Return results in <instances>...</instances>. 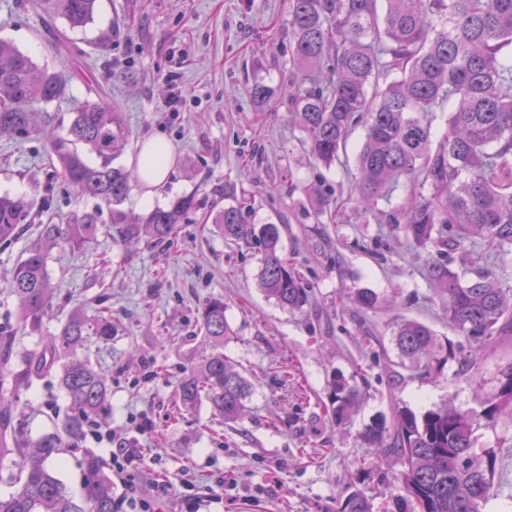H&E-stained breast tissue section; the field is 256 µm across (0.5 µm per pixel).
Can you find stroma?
<instances>
[{"mask_svg":"<svg viewBox=\"0 0 512 512\" xmlns=\"http://www.w3.org/2000/svg\"><path fill=\"white\" fill-rule=\"evenodd\" d=\"M288 19V0H98L94 22L73 30L42 22L18 0H0V39L68 79L64 99L45 107L44 133L0 137V194L34 200L24 232L0 245V329L38 350L74 309L91 316L111 308V339L88 343L111 387L98 422L141 449L151 477L169 481V497L153 512H182L188 482L218 496L210 512H334L355 484L372 490V512H397L382 478L399 465L376 457L364 428L395 403L418 413L480 409L512 362L504 346L474 354L469 369L451 360L422 378L396 348L393 331L403 319L428 325L442 340L453 333L425 277V252L349 200L363 128L329 168L303 146L279 94L296 78ZM258 82L275 92L269 105L251 96ZM175 93L186 104L171 112L165 102ZM86 100L114 105L129 133L113 166L132 169L139 143L156 133L173 144L169 182L154 203L186 195L197 202L173 240L146 236L124 246L112 236L111 206L77 196L55 175L49 138L66 134L73 103ZM329 192L337 200L332 221L318 213V196ZM235 203L244 223L280 226L283 252L309 290L303 312L265 297L257 245L225 242L213 218ZM75 213L93 215L98 231L83 249L61 243L51 250L53 313L40 330L20 329L8 275L39 243L48 219L62 224ZM361 289L378 294L377 309L351 302ZM213 296L223 297L233 329L224 353L252 384L243 418L229 424L205 403L174 408L176 382L207 353L197 310ZM464 370L481 390L457 380ZM286 372L292 381H282ZM337 374L362 394L358 412L339 427L323 412ZM19 400L35 408L25 425L33 440L70 411L54 370ZM144 416L154 424L147 434L137 429ZM474 438L498 458L499 494L484 512H512V420L478 425Z\"/></svg>","mask_w":512,"mask_h":512,"instance_id":"obj_1","label":"stroma"}]
</instances>
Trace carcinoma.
Returning a JSON list of instances; mask_svg holds the SVG:
<instances>
[{
	"label": "carcinoma",
	"instance_id": "obj_1",
	"mask_svg": "<svg viewBox=\"0 0 512 512\" xmlns=\"http://www.w3.org/2000/svg\"><path fill=\"white\" fill-rule=\"evenodd\" d=\"M34 7L74 30L91 23L97 0H34ZM289 9L290 62L299 77L283 94L310 155L331 167L353 131L363 127L360 176L350 200L374 212L407 183L408 197L388 214V223L427 254V278L438 286L448 327L464 339L444 345L428 326L403 319L395 332L401 353L427 377L450 358L468 366L472 353L512 342V290L502 288L489 269L468 278L444 260L450 251L468 254L478 246L491 259L512 251V0H289ZM381 77L391 78L386 88L369 92L371 81ZM66 87L63 74L39 70L0 40L1 135L41 133L36 112L63 98ZM445 110L448 120L436 139L432 117ZM128 139L119 113L80 102L72 108L67 136L51 141L56 171L78 194L114 206L112 231L122 243L130 245L144 233L168 240L195 207L194 197L157 207L142 223L128 219L117 206L137 176L112 167V154ZM80 144L99 163L87 162ZM32 206L26 196L0 195V243L16 237ZM215 221L224 240L261 247L264 294L283 308L303 310L308 296L283 254L278 225L244 224L236 206L224 208ZM95 231L88 215L45 225L46 241L30 248L7 279L21 328L38 329L50 307V247L60 241L80 250ZM197 320L210 353L177 384L175 404L191 408L206 401L217 416L236 421L252 387L224 357L230 335L224 300H207ZM92 336L112 337L111 310L103 307L94 318L72 311L38 352L18 353L17 336L0 333V462L16 457V490L0 496V512H116L99 458L86 455L78 499L52 467L63 452L79 449L89 418L110 398L107 377L80 355ZM58 362L71 413L32 441L23 428L31 408L15 395ZM360 400L357 386L338 379L324 410L342 424ZM501 418H512V362L500 369L497 392L481 411L439 408L418 415L395 406L390 420L366 426L363 438L396 458L400 469L386 487L404 492L412 512H483L494 495L497 454L491 448L475 451L474 425L482 419L492 426ZM336 512H371L370 498L355 489L336 500Z\"/></svg>",
	"mask_w": 512,
	"mask_h": 512
}]
</instances>
